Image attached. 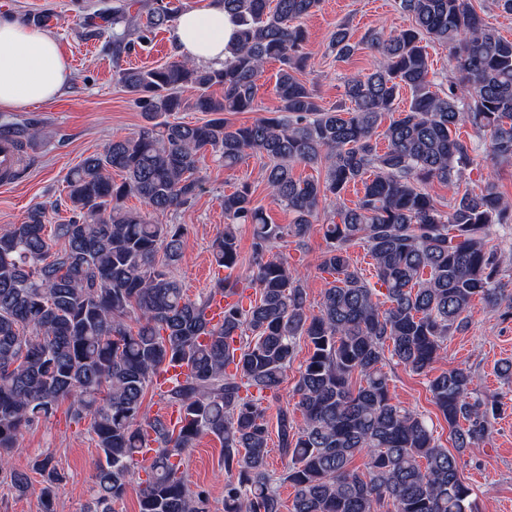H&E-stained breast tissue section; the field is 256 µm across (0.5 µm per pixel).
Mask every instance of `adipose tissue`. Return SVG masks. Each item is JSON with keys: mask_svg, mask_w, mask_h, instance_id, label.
Segmentation results:
<instances>
[{"mask_svg": "<svg viewBox=\"0 0 512 512\" xmlns=\"http://www.w3.org/2000/svg\"><path fill=\"white\" fill-rule=\"evenodd\" d=\"M236 26L223 6L184 12L171 37L182 58L222 63ZM70 68L55 39L0 15V111L51 101L69 83Z\"/></svg>", "mask_w": 512, "mask_h": 512, "instance_id": "1", "label": "adipose tissue"}]
</instances>
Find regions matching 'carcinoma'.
<instances>
[{
    "label": "carcinoma",
    "mask_w": 512,
    "mask_h": 512,
    "mask_svg": "<svg viewBox=\"0 0 512 512\" xmlns=\"http://www.w3.org/2000/svg\"><path fill=\"white\" fill-rule=\"evenodd\" d=\"M221 4L236 25L224 63L180 58L118 70L144 124L69 171V219L47 228L48 209L39 203L24 222L0 227V476L8 475L15 493L28 491L30 476L14 471L9 455L27 429L68 400L70 416L88 421L99 448L83 512H115L150 441L139 512H202L205 496L192 490L186 459L207 435L224 447V512H281L287 484L295 489L290 512H474L460 460L489 441L504 402L480 393L470 370L438 373L435 363L448 337L466 326L474 300L512 315L492 244L497 226L512 224V199L489 181L464 190L445 211L426 185L457 183L479 151L512 165V40L471 0H398L412 25L368 32L379 65L349 77L343 101L326 108L298 78L308 62L304 21L321 0ZM179 15L169 0H154L139 20V40ZM130 23L126 8L112 10L116 58L130 48L116 29ZM427 37L454 49L460 80L429 78ZM331 47L340 58L355 53L347 27H336ZM271 61L280 68L270 115L239 126L224 118L253 111ZM402 90L410 101L399 111ZM187 110L209 118L170 120ZM465 125L477 142L457 136ZM206 151L228 170L260 155L261 181L295 219L270 222L247 181L224 195L213 261L228 270L239 265L237 226L249 224L252 269L244 278H218L191 299L172 274L187 227L167 218L201 194ZM297 164L325 166L324 181L294 178ZM358 182L362 196L351 206L341 202ZM131 197L146 210L128 207ZM328 205L338 221L325 225L317 270L331 280L315 310L305 275L266 253L286 236L304 241ZM359 243L374 261V283L352 259ZM250 288L259 298L246 307ZM216 295L237 300L224 304V321L214 326L207 308ZM302 338L309 357L293 397L303 423L279 408L286 462L276 473L260 394L283 382ZM175 361L188 373L159 388L156 377ZM392 362L427 378L454 451L395 402L385 371ZM148 389L183 413L180 428L151 414ZM356 458L363 469L352 466ZM32 471L42 478V512H54L62 474L48 455Z\"/></svg>",
    "instance_id": "1"
}]
</instances>
